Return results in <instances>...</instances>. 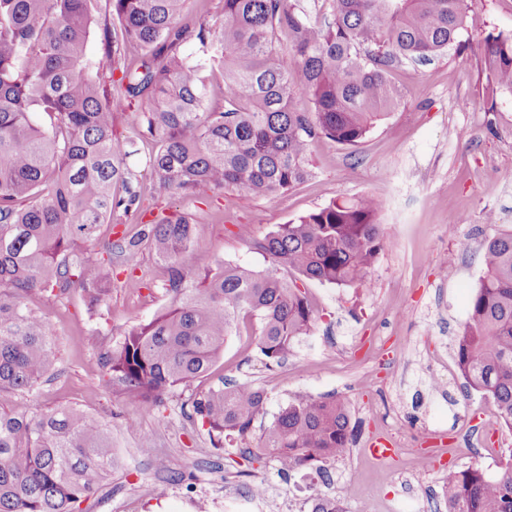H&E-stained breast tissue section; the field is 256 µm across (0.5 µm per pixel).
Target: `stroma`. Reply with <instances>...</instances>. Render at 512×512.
Wrapping results in <instances>:
<instances>
[{"mask_svg":"<svg viewBox=\"0 0 512 512\" xmlns=\"http://www.w3.org/2000/svg\"><path fill=\"white\" fill-rule=\"evenodd\" d=\"M469 47L429 64L404 65L393 79L404 88L403 105L378 122L358 146L314 140L312 178L292 191L255 197L228 187L184 197L160 190L146 159L150 139L117 97L123 137L136 143L127 165L144 191V221L192 214L208 224L197 243L205 262L188 279L200 283L208 266L235 262L257 270L270 260L258 247L276 225L318 210L332 200L378 197V215L389 244L378 255L366 286L337 287L303 277L296 284L311 302L316 320L280 365L267 364L257 339L229 338L210 376L177 388L161 404L135 408L119 390L105 389L102 354L132 327L152 321L171 304L167 273L148 247L134 261L112 263V298L88 312L79 290L61 300L32 296L29 305L53 330L55 374L30 401L40 407L75 404L109 428L118 459L111 480L80 505L81 512H243L253 485L265 488L267 512H311L315 496H332L336 483L352 478L358 498L345 512H446L436 476L404 471L385 477L359 463L357 450L379 432L375 411L402 416L420 436L440 435L446 447L490 431L492 449L507 454L512 431L489 422L486 397L467 392L462 376H445L429 357L453 356L457 336L483 275L479 249L485 238L512 232V95L488 100L480 70L487 35H512V0H471ZM469 215L449 226L448 215ZM495 213L496 223L485 221ZM372 336L405 344L401 365L386 389L337 373L332 355L343 352L367 362ZM263 388L268 400L247 439L256 446L281 407L298 396L337 398L350 410L354 439L347 453L284 475L268 457L247 458L235 447L218 448L207 428L189 421L183 407L218 380ZM137 415V428L126 419ZM166 496L155 500V484Z\"/></svg>","mask_w":512,"mask_h":512,"instance_id":"stroma-1","label":"stroma"}]
</instances>
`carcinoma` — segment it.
Here are the masks:
<instances>
[{
	"mask_svg": "<svg viewBox=\"0 0 512 512\" xmlns=\"http://www.w3.org/2000/svg\"><path fill=\"white\" fill-rule=\"evenodd\" d=\"M97 2L0 0V395L29 396L53 373L52 329L29 296L63 298L77 288L90 312L112 299V238L100 229L143 201L126 167L137 149L116 134L112 95L134 107L131 117L154 140L147 165L160 187L185 197L227 186L283 193L311 176L315 139L355 146L402 104L394 68L465 48L470 12L468 0H331L330 17L312 21L297 0H224V20L209 24L185 20L186 0H111L115 24ZM279 31L290 36L292 69L275 46ZM192 36L196 60L182 51ZM130 44L145 50L135 63ZM481 67L487 98L512 93V37L488 35ZM215 73L218 108L209 103ZM299 92L311 111L293 108ZM380 210L370 195L333 200L259 243L272 268L219 263L200 287L187 273L200 262L195 243L207 224L181 216L140 225L121 238L120 254L132 260L148 242L166 264L172 302L103 355L105 387L140 406L160 402L209 375L228 338L248 328L261 354L281 363L309 335L315 312L279 270L366 285L388 244ZM481 252L484 275L454 360L466 387L491 397L512 428V233L489 237ZM265 403L261 388L221 378L184 415L208 425L222 448L245 442ZM352 439L344 401L305 396L281 408L258 448L241 453L290 472L343 455ZM115 462L111 432L82 408L0 402V512H75L112 478ZM445 502L448 512H512V462L493 475L448 472ZM311 512L344 510L323 496Z\"/></svg>",
	"mask_w": 512,
	"mask_h": 512,
	"instance_id": "carcinoma-1",
	"label": "carcinoma"
}]
</instances>
